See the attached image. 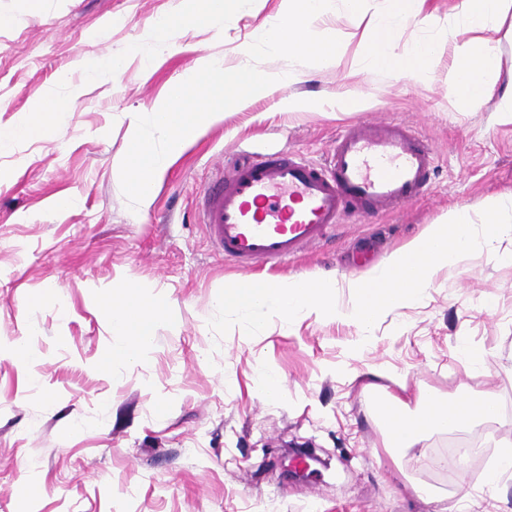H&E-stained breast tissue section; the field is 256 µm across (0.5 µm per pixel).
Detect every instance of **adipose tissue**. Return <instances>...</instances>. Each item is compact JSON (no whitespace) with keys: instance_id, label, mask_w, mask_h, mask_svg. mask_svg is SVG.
<instances>
[{"instance_id":"adipose-tissue-1","label":"adipose tissue","mask_w":512,"mask_h":512,"mask_svg":"<svg viewBox=\"0 0 512 512\" xmlns=\"http://www.w3.org/2000/svg\"><path fill=\"white\" fill-rule=\"evenodd\" d=\"M388 9L369 22V41L364 54L366 66L386 69L405 77H424L429 71L440 43L415 41L412 48L399 50L394 34L410 19L420 16L425 0H388ZM233 0H195L188 8L160 18L154 25L153 51H168L174 37L189 29H207L223 34L224 20ZM512 10V0H458L455 11L462 19L465 42L454 46V72L448 83V94L468 105H480L489 97L500 73V58L490 37L503 16ZM73 99L45 98L31 118L21 124L0 127V151L16 141L37 139L53 126L59 113L68 111ZM113 335L120 344L112 354L129 358L148 346L154 335L157 306L136 282H128L108 299ZM495 413L491 398L462 396L440 398L418 393L414 405L400 397H391L385 410L387 431L384 445L395 452L415 448L426 437L448 432L468 424L489 420Z\"/></svg>"}]
</instances>
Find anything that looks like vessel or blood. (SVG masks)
<instances>
[{
    "label": "vessel or blood",
    "mask_w": 512,
    "mask_h": 512,
    "mask_svg": "<svg viewBox=\"0 0 512 512\" xmlns=\"http://www.w3.org/2000/svg\"><path fill=\"white\" fill-rule=\"evenodd\" d=\"M433 146L412 126L375 119L349 126L318 163L300 154L252 156L226 168L202 196L203 221L242 273L278 266L345 218H370L423 198Z\"/></svg>",
    "instance_id": "b4317fda"
}]
</instances>
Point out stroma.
<instances>
[{
    "label": "stroma",
    "instance_id": "35a3bbf8",
    "mask_svg": "<svg viewBox=\"0 0 512 512\" xmlns=\"http://www.w3.org/2000/svg\"><path fill=\"white\" fill-rule=\"evenodd\" d=\"M283 2L252 0L225 20L223 36L185 31L148 64L156 21L182 0H0V126L48 96L83 91L54 133L0 154V512H448L465 496L470 512H512V474L494 495L484 491L512 445V263L503 260L512 236L442 270L419 304L368 332L314 313L273 318L252 337L208 325L220 289L241 276L201 222L202 191L224 161L289 150L318 160L344 128L381 116L436 150L426 198L366 223L348 218L299 259L257 269L270 279L367 278L449 208L477 217L512 192V123L495 100L474 109L448 95L456 0H428L436 25L413 21L395 34L403 48L418 37L441 43L422 81L365 69L354 44L330 67L261 61L300 79L203 127L151 206L128 207V113L146 111L201 55L233 70ZM87 54L122 66L86 77L75 62ZM343 92L363 94V110L337 111ZM289 96L319 106L281 105ZM62 196L75 207L57 210ZM130 279L161 304L160 321L145 358L105 368L114 337L97 299ZM462 338L477 355L471 375L455 353ZM23 343L35 359L15 355ZM267 372L283 381L279 398L257 390ZM420 389L489 395L498 413L390 455L373 400ZM291 442L324 461L301 481L281 476ZM33 478L41 492L24 499L18 487ZM413 483L434 501L412 495Z\"/></svg>",
    "mask_w": 512,
    "mask_h": 512
}]
</instances>
